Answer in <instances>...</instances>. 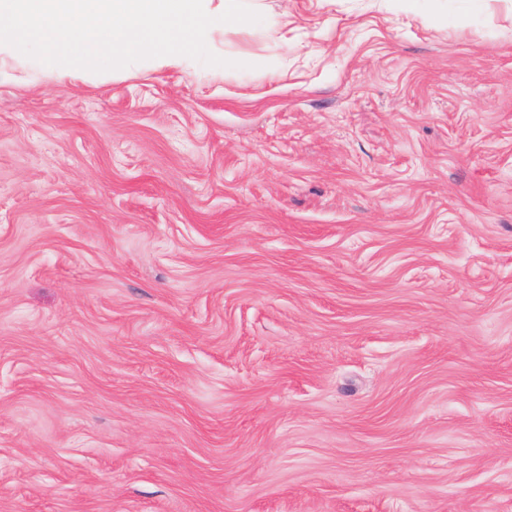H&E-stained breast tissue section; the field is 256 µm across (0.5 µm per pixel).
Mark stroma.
I'll list each match as a JSON object with an SVG mask.
<instances>
[{"label":"stroma","instance_id":"obj_1","mask_svg":"<svg viewBox=\"0 0 512 512\" xmlns=\"http://www.w3.org/2000/svg\"><path fill=\"white\" fill-rule=\"evenodd\" d=\"M0 68V512H512V0H264Z\"/></svg>","mask_w":512,"mask_h":512}]
</instances>
